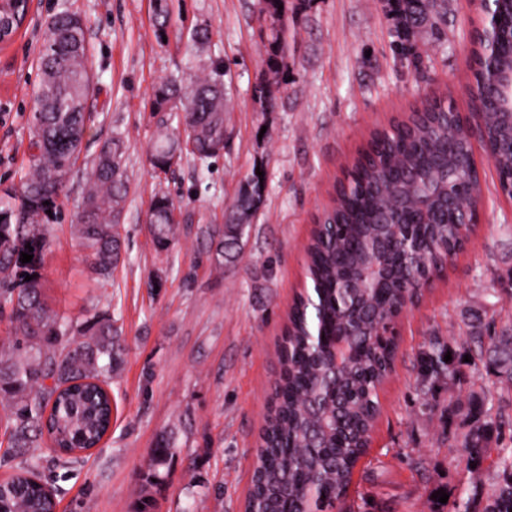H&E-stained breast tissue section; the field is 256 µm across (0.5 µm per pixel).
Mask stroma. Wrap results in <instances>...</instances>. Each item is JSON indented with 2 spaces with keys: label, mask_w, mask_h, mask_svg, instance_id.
Returning <instances> with one entry per match:
<instances>
[{
  "label": "stroma",
  "mask_w": 512,
  "mask_h": 512,
  "mask_svg": "<svg viewBox=\"0 0 512 512\" xmlns=\"http://www.w3.org/2000/svg\"><path fill=\"white\" fill-rule=\"evenodd\" d=\"M165 34L153 0H31L27 22L0 43V188L29 157L32 90L39 52L56 11L87 21L93 90L80 158L68 175L43 268L48 306L71 319L107 312L122 329L123 352L109 387L112 428L91 456L63 467L44 455L38 473L57 512H135L150 492L160 512H243L288 312L306 283L305 250L314 219L345 166L372 131L425 100L469 109L472 0H449L446 37L421 35L419 63L396 59L381 0H304L288 14L282 97L261 111L253 88L264 72L268 22L258 0H168ZM208 26L204 57L227 70L224 151L211 170L184 159L155 173L150 153L159 117L152 90L187 75L189 32ZM122 138L129 194L120 214L122 258L108 283L90 274L72 232L84 171L105 141ZM266 173L264 206L236 262L217 259L206 233L224 223L254 166ZM483 204L465 249L401 319L398 347L379 393L369 446L344 499L346 512H453L470 498L485 505L499 480L490 460L472 463L459 441L474 388L464 341L471 325L512 320V202L480 161ZM176 202L181 239L157 253L146 214L155 193ZM449 347L461 378L426 385L419 358L430 337ZM169 438L162 482L147 488L152 453ZM444 491L448 502L435 499Z\"/></svg>",
  "instance_id": "obj_1"
}]
</instances>
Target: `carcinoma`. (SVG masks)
<instances>
[{
	"instance_id": "1",
	"label": "carcinoma",
	"mask_w": 512,
	"mask_h": 512,
	"mask_svg": "<svg viewBox=\"0 0 512 512\" xmlns=\"http://www.w3.org/2000/svg\"><path fill=\"white\" fill-rule=\"evenodd\" d=\"M259 15L271 20L265 65L269 77L255 87L262 111L276 107L281 93L278 76L288 52V0H259ZM283 9H278V6ZM392 21V49L418 60L415 36L426 27L437 41L445 38L448 0H383ZM503 28L512 29V0H493ZM155 21L164 34L170 13L167 0H155ZM482 45L473 42V81L469 98L483 96ZM193 78L160 82L153 92V111L173 112L176 121L161 119L160 139L150 162L166 171L173 155L205 166L224 140L226 68L213 60L194 58ZM92 89L86 56L85 24L69 9L54 14L40 52V80L33 89L30 118V167L18 185L0 193V308L8 312L12 340L0 346V418L5 454L23 456L45 440L72 459L98 446L112 420L108 379L122 348L112 316L94 314L73 321L48 309L42 300L40 268L49 225L66 176L81 151L86 128L84 103ZM422 122L400 120L388 132H375L368 144L372 156H357L350 167L351 186L336 193L318 216L326 236L313 234L306 251L309 289L289 314L288 338L281 351V369L273 385V405L266 417L253 493L246 512H333L343 500L356 461L364 454L367 433L379 411L377 387L390 372L397 347L383 346L376 326L388 320L404 289L425 270L441 274L448 251L462 248L471 228L459 224L462 214L444 202L448 192L469 202L479 188L465 137L448 142V126L456 108L430 101ZM480 142L498 176L497 190L512 198V153L503 144L512 137V116L495 107L483 113ZM124 142L107 141L86 174L87 187L74 225L85 260L106 282L121 257V236L114 214L128 195ZM458 173L452 186L437 181L439 195L427 210L415 207L418 186L437 172ZM264 188L251 172L226 215L220 231L209 234L215 255L232 259L240 250L246 226L263 204ZM176 205L166 193L154 195L147 213L154 247L167 253L181 233ZM30 248H25V245ZM23 252L33 259L20 262ZM381 256L385 273L363 288L348 281L365 259ZM33 276L30 281L26 275ZM352 332L350 353L342 365L331 359L337 333ZM471 366L495 377L470 399L464 415L461 446L480 460L490 449L491 435L512 432V326L490 322L474 326L466 337ZM438 338L428 341L420 358L426 380L451 378ZM503 483L482 512H512V441L495 446ZM171 454L163 438L153 450L154 470L146 481L161 480L158 467ZM34 457L0 481V512H54L55 497L32 477Z\"/></svg>"
}]
</instances>
